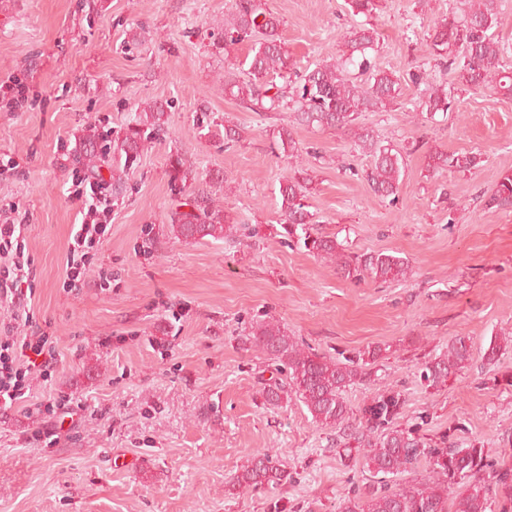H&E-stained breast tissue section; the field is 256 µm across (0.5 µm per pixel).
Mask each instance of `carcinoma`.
Listing matches in <instances>:
<instances>
[{
  "label": "carcinoma",
  "instance_id": "cac0c4a2",
  "mask_svg": "<svg viewBox=\"0 0 512 512\" xmlns=\"http://www.w3.org/2000/svg\"><path fill=\"white\" fill-rule=\"evenodd\" d=\"M347 6L353 15L368 19L379 10L380 0H347ZM498 20V0H467L461 13L449 15L427 36L423 52L445 64L461 85L474 90L490 87L511 98L512 65L506 63L507 48L496 35ZM280 26V18L266 9L262 0H232L224 14V33L211 46L226 58L238 44L247 42L250 50L245 67L232 65L224 70V93L249 112H290L302 125L346 132L354 146L372 158L365 176L373 192L395 202L404 157L395 146L383 143L372 130L358 125L357 118L361 112L397 103L406 78L417 86L428 84V74L419 69L405 78L397 71L377 68L371 53L378 47L379 34L367 22L352 26L343 35V50L338 57L301 71L279 34ZM278 78L284 83L277 84ZM418 107L433 120L438 113L446 116L455 112L456 103L447 90L427 87ZM168 108L169 104L159 101L144 104L133 123L109 144L99 127L88 123L76 149L79 161L94 174L113 158L132 166L165 132ZM273 135L278 148L290 158L299 159L301 149L288 126L273 130ZM480 163L481 156L473 152L435 149L428 153V166L436 172H469ZM169 176L176 185L186 184L190 171L182 158H170ZM309 181L307 170L296 166L293 174L279 184L280 224L288 241L335 262L346 278L387 282L410 275L409 262L404 258L384 252L347 253L336 238L310 232L311 213L304 202ZM486 205L512 208V171L498 176ZM184 206L189 210H182ZM168 231L173 238L189 243L208 238L232 240L237 226L209 193L199 189L171 211ZM251 337L254 345L278 361L279 371L285 373L284 379L263 388L267 402L277 405L294 398L317 424L340 430L349 427L353 411L344 394L382 356L381 347L345 361L336 360L303 348L274 320L256 323ZM504 346L512 347V335L491 337L483 358L490 365L497 362ZM472 355L471 337L455 336L445 352L423 365L420 377L429 386L443 385L470 364ZM402 405L400 394L387 392L361 409L359 430L347 436L364 449L365 466L376 479V486L365 497L345 496L338 512H487L492 497L498 499L502 512H512L511 468L493 459L476 442L463 447L448 435L436 442L397 425ZM347 436L342 434L340 438ZM423 463L427 471L423 482L409 486L395 482L396 477ZM287 478L278 456L267 449L257 452L235 473L229 486L242 492L278 486Z\"/></svg>",
  "mask_w": 512,
  "mask_h": 512
}]
</instances>
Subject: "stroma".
Instances as JSON below:
<instances>
[{"mask_svg":"<svg viewBox=\"0 0 512 512\" xmlns=\"http://www.w3.org/2000/svg\"><path fill=\"white\" fill-rule=\"evenodd\" d=\"M300 68L340 53L355 24L345 0H265ZM229 0H0V221L21 224L36 271L18 333L49 337L56 360L24 401L0 408V512H336L366 492L362 449L337 448L296 400L263 395L278 365L249 340L277 321L299 343L339 360L381 346L386 355L346 393L359 409L394 390L398 420L437 439L476 440L491 456L512 448V349L495 366L491 336L512 332V210L485 204L512 170V99L472 90L424 56L421 42L460 0H383L373 25L376 63L424 67L458 110L428 122L404 82L399 104L358 122L405 162L396 202L371 190V160L336 129L293 125L312 182L317 233L352 253L407 259L401 282L350 280L334 263L289 246L279 182L293 159L272 130L291 113L243 111L216 82L226 63L210 34ZM136 46H129L133 33ZM171 105L161 142L109 201L108 234L73 277L67 254L85 175L73 155L86 123L120 134L139 104ZM240 133L224 143L225 126ZM474 152L465 173L429 170V150ZM181 156L237 225L234 240L186 244L168 233L175 205L170 157ZM223 172L222 181L210 180ZM465 335L475 357L445 385L425 362ZM276 451L287 483L244 494L228 482L257 450Z\"/></svg>","mask_w":512,"mask_h":512,"instance_id":"stroma-1","label":"stroma"}]
</instances>
